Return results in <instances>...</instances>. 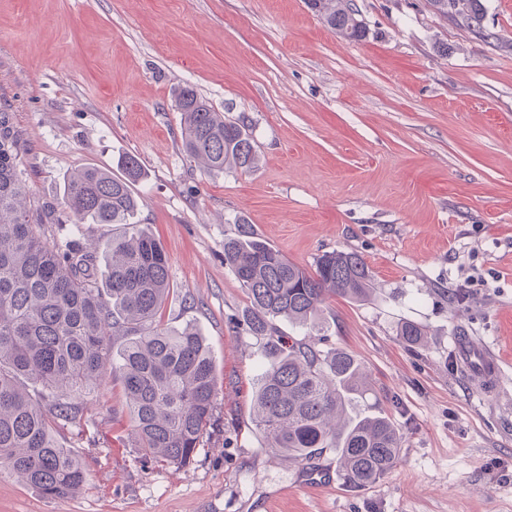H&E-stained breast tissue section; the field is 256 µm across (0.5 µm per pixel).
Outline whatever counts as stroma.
<instances>
[{
	"instance_id": "1",
	"label": "stroma",
	"mask_w": 512,
	"mask_h": 512,
	"mask_svg": "<svg viewBox=\"0 0 512 512\" xmlns=\"http://www.w3.org/2000/svg\"><path fill=\"white\" fill-rule=\"evenodd\" d=\"M356 3L359 41L305 0H0V107L24 135L27 195L60 201L64 175L138 157L133 221L162 244L177 293L163 322L212 350L220 416L188 466L143 463L104 371L80 427L59 432L81 492L46 498L0 468V512H512V0H483L495 47L427 0ZM186 83L249 120L256 168L209 172L183 153ZM242 219L304 268L348 250L374 276L368 301L326 299L317 333L353 355L405 434L367 490L343 484L335 451L296 463L253 425L262 361L224 264ZM464 286L470 300L451 304ZM404 322L425 346L402 343ZM462 334L500 358L493 391L463 376Z\"/></svg>"
}]
</instances>
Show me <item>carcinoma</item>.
Returning a JSON list of instances; mask_svg holds the SVG:
<instances>
[{"label": "carcinoma", "instance_id": "cac0c4a2", "mask_svg": "<svg viewBox=\"0 0 512 512\" xmlns=\"http://www.w3.org/2000/svg\"><path fill=\"white\" fill-rule=\"evenodd\" d=\"M342 37L359 41L365 25L355 0H307ZM436 15L488 44L481 0H428ZM182 150L208 171L251 170L258 163L248 123L226 122L190 86L181 87ZM22 131L0 109V467L48 498L77 494L86 470L57 438L81 420L75 399L100 386L112 365L129 401L137 447L147 461L186 465L212 436L219 418L214 356L193 327L169 329L160 311L173 291L161 243L130 223L138 208L132 186L142 177L134 155L122 175L87 166L63 180L62 202L26 207L21 190ZM47 224H121L105 245L49 237ZM224 264L251 303L243 331L264 360L252 388L253 422L276 454L308 461L336 450L350 488L376 483L400 460L404 434L368 401L366 374L344 349L322 350L279 338L285 320L314 329L326 298H371L372 272L360 255L336 250L307 270L249 228L224 239ZM123 337L119 349L111 340ZM401 341L420 347L425 329L406 322ZM27 379L48 392L35 402Z\"/></svg>", "mask_w": 512, "mask_h": 512}]
</instances>
